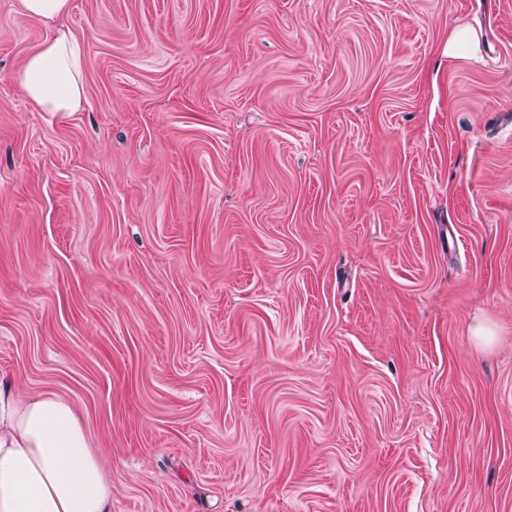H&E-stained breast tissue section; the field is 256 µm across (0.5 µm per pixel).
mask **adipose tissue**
Instances as JSON below:
<instances>
[{
    "instance_id": "obj_1",
    "label": "adipose tissue",
    "mask_w": 512,
    "mask_h": 512,
    "mask_svg": "<svg viewBox=\"0 0 512 512\" xmlns=\"http://www.w3.org/2000/svg\"><path fill=\"white\" fill-rule=\"evenodd\" d=\"M20 7L54 26L18 73L21 88L40 111H77L82 51L62 25L69 0H20ZM111 502L112 483L76 407L0 378V512H109Z\"/></svg>"
}]
</instances>
